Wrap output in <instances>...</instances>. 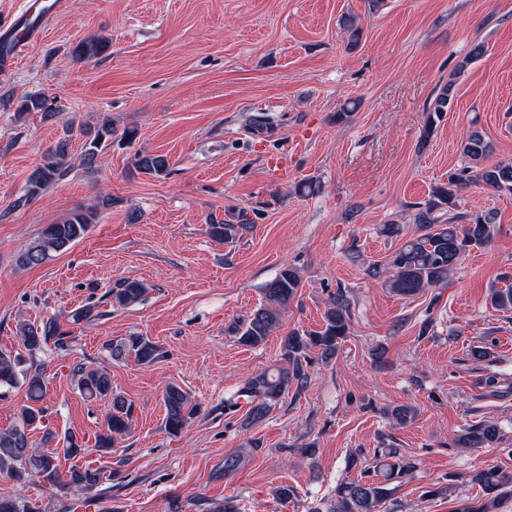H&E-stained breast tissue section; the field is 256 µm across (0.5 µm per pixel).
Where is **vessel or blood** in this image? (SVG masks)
<instances>
[{"instance_id":"obj_1","label":"vessel or blood","mask_w":512,"mask_h":512,"mask_svg":"<svg viewBox=\"0 0 512 512\" xmlns=\"http://www.w3.org/2000/svg\"><path fill=\"white\" fill-rule=\"evenodd\" d=\"M68 0H23L21 13L11 23L0 26V41L14 46V53L0 51V76H6L18 62L17 50L25 48L38 30L48 29L62 14Z\"/></svg>"}]
</instances>
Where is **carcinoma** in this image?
<instances>
[{"instance_id":"cac0c4a2","label":"carcinoma","mask_w":512,"mask_h":512,"mask_svg":"<svg viewBox=\"0 0 512 512\" xmlns=\"http://www.w3.org/2000/svg\"><path fill=\"white\" fill-rule=\"evenodd\" d=\"M108 48L104 37H90L80 41L73 53L77 60L90 62ZM453 85L443 86L427 109L426 135H431L434 125L454 103ZM51 111L47 99L39 94L22 97L15 112L25 113ZM73 128H68L30 173L25 193L14 201L19 207L31 202L47 188L63 178L72 167L71 141ZM85 141L81 160L91 166L104 150L112 147V136L116 129L112 121L104 119L93 129H78ZM489 144L478 132H472L460 143V153L467 159V165L448 173V181L437 184L431 190L427 201L418 204L415 223L422 234L406 241L392 255L390 266L393 274L386 287L400 296H416L428 288L448 281L466 253L472 248L487 245L496 229L497 213L484 210L469 218V223L458 224L460 216L444 217V213L454 209L456 198L463 188L483 184L498 192L512 193V162L487 164ZM133 165L142 173L165 177L168 175L169 159L163 154L136 153ZM97 213L93 209L78 208L61 221L47 224L33 240L18 253L16 263L20 267L40 266L67 250L81 240L95 222ZM249 228L245 215L238 216V222H221L209 225L212 238L224 243H232ZM301 280L296 268L285 266L265 288V303L254 310L248 319L234 328L238 342L249 347L264 343L278 328L282 314L288 310L296 297ZM145 285L137 280L122 279L107 296L114 307L126 308L139 303L146 293ZM490 304L497 311L512 310V286L491 288ZM350 322V300L342 292L329 301L323 315V325L317 331L294 330L283 337L281 344V365L258 372L247 378L239 392L225 399L224 409L238 407L242 399L249 405L247 422L262 421L272 408L288 393L291 385L299 387L307 382L305 368L309 365V352L317 351L324 360L336 357L339 344L347 336ZM19 339L29 355H34L43 346L52 343L64 347L68 332L62 330L55 320L39 324L21 323L18 327ZM110 356L115 360L130 355L140 364L149 365L160 356V348L142 336H131L125 341L108 344ZM19 356L0 351V388L22 387L27 404L18 411L15 425L0 430V475L19 481L38 479L56 484L61 481L59 457H79L87 452L73 435L64 437L65 448L58 451L38 450L33 447L30 428L37 426L43 418V409L37 405L44 393L45 382L38 371L25 372L20 369ZM79 390L89 401H108L105 423L97 436L95 451L107 452L116 440L125 436L132 425V405L127 399L112 390L108 372L99 367H79L77 369ZM165 406L164 428L175 435L181 432L197 413V404L190 394L176 384L167 386L163 396ZM501 441L499 428L492 421H482L466 428L456 438L459 448H489ZM258 449L255 443L246 451L224 457V474L236 472L244 463L246 454ZM389 461L365 470L360 478L342 482L336 486L334 494L327 499L322 512H375L388 496L390 481L409 474L415 469L414 459L400 454L398 449L385 452ZM103 481L100 469L75 465L67 474L68 486L91 491ZM471 481L478 486L481 495L474 506H467L461 512H497L502 498L512 495V473L495 465H485L476 470ZM0 512H39L31 503L16 497H0Z\"/></svg>"}]
</instances>
